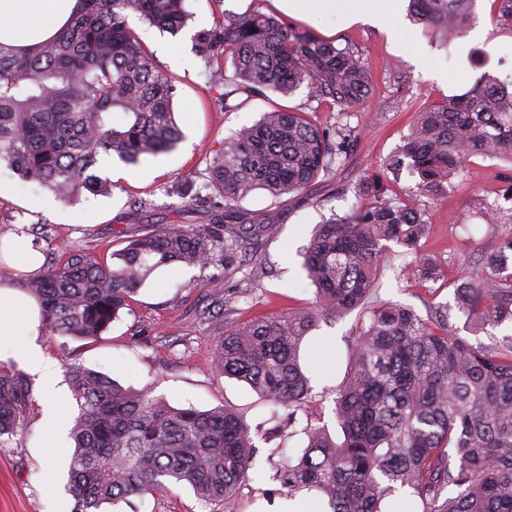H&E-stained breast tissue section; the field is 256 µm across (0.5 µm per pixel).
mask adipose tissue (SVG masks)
I'll return each mask as SVG.
<instances>
[{
    "instance_id": "1",
    "label": "adipose tissue",
    "mask_w": 512,
    "mask_h": 512,
    "mask_svg": "<svg viewBox=\"0 0 512 512\" xmlns=\"http://www.w3.org/2000/svg\"><path fill=\"white\" fill-rule=\"evenodd\" d=\"M77 0H0V36L17 46L35 44L53 35L70 17ZM288 13L305 16L316 11L340 12L347 24H369L403 42L399 25L403 0H275ZM40 322L31 304L0 284V343H10V356L32 372L50 377L43 353L29 339L38 335Z\"/></svg>"
}]
</instances>
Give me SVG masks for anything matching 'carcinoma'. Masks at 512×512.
Here are the masks:
<instances>
[{"label":"carcinoma","mask_w":512,"mask_h":512,"mask_svg":"<svg viewBox=\"0 0 512 512\" xmlns=\"http://www.w3.org/2000/svg\"><path fill=\"white\" fill-rule=\"evenodd\" d=\"M187 0H79L53 36L30 47L0 38V163L70 201L107 196L104 158L135 167L174 150L181 139L171 78L157 68L137 19L171 35L192 15ZM216 5L213 24L192 35L194 50L224 81V111L235 97L272 91L288 98L302 85L346 111L366 102L372 75L350 45L339 47L258 10ZM477 0H409L414 22L450 47L463 37ZM233 75L225 76L226 67ZM356 136L347 126L312 122L303 110L275 106L236 130L209 157L204 189L224 211L207 224H146L108 264L79 249L21 287L33 296L52 335L101 336L159 269L250 265L273 234L276 215L238 202L257 190L275 199L304 192L345 165ZM474 156L512 163V79L490 72L473 87L417 112L406 145L387 169L417 178L434 199L469 171ZM427 230L423 209L402 199L357 205L319 225L304 252L319 304L260 316L224 330L210 349L220 377L246 382L288 426L311 395L301 364L318 322L357 308L352 365L336 389L343 434L306 424L305 446L281 456L273 480L289 498L312 495L310 512H392L408 494L422 512H512V334L473 344L450 323L457 311L481 328L512 322V235L486 259L489 274L458 276L454 303L422 317L402 304L369 303L389 243L414 259L407 282L436 281L440 268L418 254ZM66 372L79 415L68 468L75 512L185 485L204 502L234 500L253 468L256 445L243 416L228 408H176L149 389L123 388L77 362ZM33 402L20 372L0 371V438L14 433Z\"/></svg>","instance_id":"1"}]
</instances>
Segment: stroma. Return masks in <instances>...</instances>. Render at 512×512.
I'll return each instance as SVG.
<instances>
[{
    "mask_svg": "<svg viewBox=\"0 0 512 512\" xmlns=\"http://www.w3.org/2000/svg\"><path fill=\"white\" fill-rule=\"evenodd\" d=\"M188 8L193 20L189 30L178 36L155 28L143 30L157 65L176 86L174 110L183 133L177 148L137 167L103 162L104 176L115 184L111 195L82 196L69 203L0 166V238L36 230L37 245L49 263L69 247L107 258L143 225L204 224L211 210L223 209L219 197L212 198L207 209L188 207L175 187L189 179L195 188H202L210 150L271 110L279 98L269 92L246 99L238 111H225L220 99L224 86L213 80L192 42L193 30L212 24L214 6L211 0H188ZM290 23L295 30H309L326 40L354 43L373 74L370 97L347 119L359 134L348 163L320 177L300 196L277 200L259 190L242 200V208L278 213L279 222L257 262L245 272L228 276L223 323L201 317L207 303L204 287L217 276V269L169 266L146 282L130 311L99 339L80 341L44 330L34 337L55 371L62 415L54 417L57 407L46 399L43 379L31 375L36 405L23 425L0 443V512H74L75 500L65 488L71 453L68 428L79 412L66 381L70 352L82 366L125 388L152 389L172 406L201 411L234 408L256 434V472L242 484L234 501L208 504L189 488L173 485L105 505L104 512H285L286 500L273 479L268 455L277 447L289 451L301 447L304 438L277 430L272 406L249 385L211 372L208 350L218 338L220 325L314 306L316 290L302 267V250L316 225L331 215L349 213L358 203V186L375 177L385 196L411 197L413 178L405 174L391 181L384 176L383 163L405 145L415 112L472 85L485 71L512 75V30L503 25L495 0H477L473 24L486 31L483 41L466 35L448 49L431 41L421 26L408 24V36L430 60L426 69L412 65L404 47L386 33L368 26H345L337 14L317 12L303 20L291 18ZM415 200L426 209L428 219V235L420 242V252L439 264L444 277L422 284L400 281L398 274L410 257L396 246L384 261L374 298L410 306L423 316L453 300L451 282L462 265L482 269L498 239L512 232V164L474 157L470 176L454 179L445 199ZM491 205L499 213L494 223L481 216ZM357 319L353 312L332 324L319 322L303 344L313 390L297 412V423L330 425L336 439L341 433L334 426V391L349 369L346 338Z\"/></svg>",
    "mask_w": 512,
    "mask_h": 512,
    "instance_id": "stroma-1",
    "label": "stroma"
}]
</instances>
